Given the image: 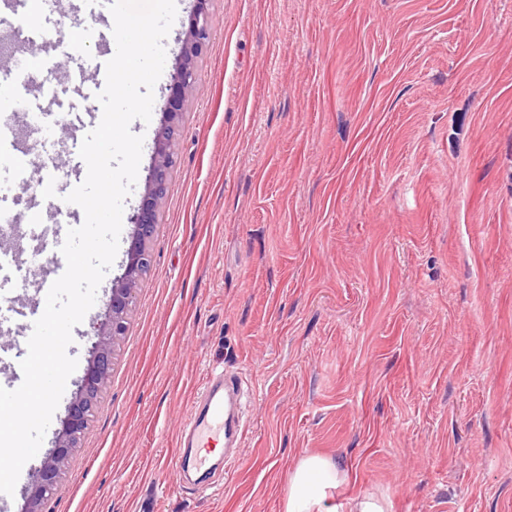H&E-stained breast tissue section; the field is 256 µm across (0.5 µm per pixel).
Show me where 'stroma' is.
Listing matches in <instances>:
<instances>
[{"label": "stroma", "instance_id": "obj_1", "mask_svg": "<svg viewBox=\"0 0 512 512\" xmlns=\"http://www.w3.org/2000/svg\"><path fill=\"white\" fill-rule=\"evenodd\" d=\"M164 40L120 251L67 349L86 367L163 131L192 0ZM153 262L46 512H283L306 454L389 512H512V0H213ZM25 195L77 182L23 127ZM45 176L58 193L37 184ZM236 372L235 467L168 463Z\"/></svg>", "mask_w": 512, "mask_h": 512}]
</instances>
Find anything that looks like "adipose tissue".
I'll return each mask as SVG.
<instances>
[{
  "label": "adipose tissue",
  "mask_w": 512,
  "mask_h": 512,
  "mask_svg": "<svg viewBox=\"0 0 512 512\" xmlns=\"http://www.w3.org/2000/svg\"><path fill=\"white\" fill-rule=\"evenodd\" d=\"M350 480L351 467L340 459L300 457L288 473L284 512H388L385 498L374 494L338 498Z\"/></svg>",
  "instance_id": "adipose-tissue-1"
}]
</instances>
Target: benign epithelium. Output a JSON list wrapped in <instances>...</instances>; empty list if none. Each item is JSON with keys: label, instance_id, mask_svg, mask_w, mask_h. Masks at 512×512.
Here are the masks:
<instances>
[{"label": "benign epithelium", "instance_id": "benign-epithelium-1", "mask_svg": "<svg viewBox=\"0 0 512 512\" xmlns=\"http://www.w3.org/2000/svg\"><path fill=\"white\" fill-rule=\"evenodd\" d=\"M194 2V9L181 40L178 65L169 84L168 107L165 112L167 124L155 144L147 191L133 216L134 231L126 252L123 273L112 286L107 317L94 336L87 367L61 419L55 447L36 471L30 489L23 496L20 512H42L41 505L55 491L74 448L92 421L98 396L109 384L113 361L125 336L137 290L145 272L150 268V243L159 224L173 163L175 131L183 118L184 109L196 93V59L211 36L209 5L212 0Z\"/></svg>", "mask_w": 512, "mask_h": 512}]
</instances>
